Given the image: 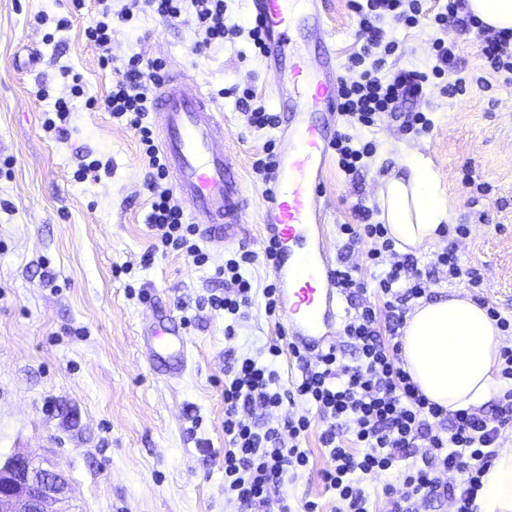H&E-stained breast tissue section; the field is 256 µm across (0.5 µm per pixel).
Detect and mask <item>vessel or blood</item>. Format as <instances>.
I'll list each match as a JSON object with an SVG mask.
<instances>
[{"label":"vessel or blood","instance_id":"1","mask_svg":"<svg viewBox=\"0 0 512 512\" xmlns=\"http://www.w3.org/2000/svg\"><path fill=\"white\" fill-rule=\"evenodd\" d=\"M266 35L267 60L278 86L288 97V145L277 156L271 190L264 198L263 224L278 244L273 276L290 343L304 352L335 344L339 293L327 245L324 177L336 138L338 110L336 53L318 0H251ZM306 10L309 53L294 37L297 13ZM153 118L166 171L177 195L188 206L193 224L217 245L242 233L246 206L236 155L225 151L219 130L224 115L203 91L188 89L178 67L161 78ZM150 363L181 375L191 359L187 338L174 325L145 329Z\"/></svg>","mask_w":512,"mask_h":512}]
</instances>
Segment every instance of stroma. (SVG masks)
Instances as JSON below:
<instances>
[{
  "label": "stroma",
  "instance_id": "35a3bbf8",
  "mask_svg": "<svg viewBox=\"0 0 512 512\" xmlns=\"http://www.w3.org/2000/svg\"><path fill=\"white\" fill-rule=\"evenodd\" d=\"M437 7L428 0L427 16L413 28L382 25L385 39L399 44L387 69L430 71L439 36L455 44V59L425 98L375 127L352 129L377 151L352 176L330 163L328 244L342 253L339 227L355 223L356 207H369L380 221L382 178L405 173V158L423 154L443 180L451 225L469 227L456 240L461 265L483 277L479 288L440 279L430 300L461 295L512 318V83L486 66L476 31L442 34L432 26ZM98 8L97 0L78 10L72 0H0V459L24 451L66 472L74 512H277L282 502L299 512L307 500L319 512H336L316 415L301 443L309 466L273 493L272 504L243 507L224 496L225 375L236 359L287 333L281 316L265 310L262 290L274 277L260 259L269 233L261 222L265 186L253 171L280 131L248 127L237 96L226 93L252 89L279 112L265 58L245 34L198 49L192 13L168 21L140 11L113 21L115 62L105 68L101 50L84 36ZM320 10L336 60L344 62L359 47L349 0H323ZM60 18L69 22L62 31L54 25ZM135 54L177 65L192 87L213 97L224 114V143L241 158L245 230L224 248H207L202 266L184 250L154 249L145 223L152 200L145 147L96 106L119 79L120 61ZM66 69L81 77L80 94H70ZM457 78L465 91L448 95L445 81ZM61 96L71 110L64 140L42 127ZM411 112L425 113L432 132H409ZM96 158L111 161V174L77 180ZM468 174L489 184V194L475 195L463 181ZM236 251L256 257L244 269L255 294L229 339L223 312L201 301L223 292L215 270ZM152 317L177 324L190 342L192 360L179 377L153 368L143 354L140 326Z\"/></svg>",
  "mask_w": 512,
  "mask_h": 512
}]
</instances>
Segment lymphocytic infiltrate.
Returning a JSON list of instances; mask_svg holds the SVG:
<instances>
[{"mask_svg":"<svg viewBox=\"0 0 512 512\" xmlns=\"http://www.w3.org/2000/svg\"><path fill=\"white\" fill-rule=\"evenodd\" d=\"M160 17L179 18L184 5L194 9L203 45L224 41L237 29L224 22V0H142ZM461 0H445L434 16L440 30L466 22L481 38V54L496 73L512 75V30H496L475 18L460 19ZM358 18L361 46L344 65L348 78L339 89L341 115L347 122L370 127L400 105L420 99L431 78L444 76L452 47L435 39L436 63L431 71L398 69L387 71L386 60L398 45L387 41L378 26L391 17L406 27H415L422 13V0H350ZM164 64L141 55L129 57L102 107L113 119L137 130L145 145L149 165L156 172L150 183L154 195L147 222L156 230L163 247L186 250L198 264L208 256L198 244L189 242V227L182 206L170 189L161 187L166 176L162 158L143 119L152 105L150 88ZM360 223L341 225L348 245L370 241L367 258L380 272L375 286L383 305L358 303L363 284L357 268L348 260L337 267V287L355 300L343 335L358 353L355 364L342 361L336 348L315 357L297 353L307 368L295 393L282 392L275 368L281 355L279 344H270L266 360L239 359L224 383V494L252 505H267L272 491L290 475L306 468L309 456L300 443L311 419L298 412L297 400L315 408L325 421L319 440L333 463L324 474L335 490L338 512H370V500L359 475L397 472L398 480L386 483L383 494L389 512H418V499H446L456 512H475L474 497L481 479L497 456L495 448L502 426L512 422V388L499 396L489 409L450 411L430 402L404 367L401 335L406 325L409 301L429 295L431 270L447 272L449 280L466 279L478 288L483 280L477 271H463L455 246L435 254L429 266H421L410 254H399L386 225L372 223L369 209H360ZM254 256L245 251L228 258L217 273L224 291L211 294L208 306L240 318L252 303L250 280L244 265Z\"/></svg>","mask_w":512,"mask_h":512,"instance_id":"f902f5d3","label":"lymphocytic infiltrate"}]
</instances>
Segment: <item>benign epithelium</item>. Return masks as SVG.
Listing matches in <instances>:
<instances>
[{
    "mask_svg": "<svg viewBox=\"0 0 512 512\" xmlns=\"http://www.w3.org/2000/svg\"><path fill=\"white\" fill-rule=\"evenodd\" d=\"M71 485L62 470L17 452L0 461V512H71Z\"/></svg>",
    "mask_w": 512,
    "mask_h": 512,
    "instance_id": "obj_1",
    "label": "benign epithelium"
}]
</instances>
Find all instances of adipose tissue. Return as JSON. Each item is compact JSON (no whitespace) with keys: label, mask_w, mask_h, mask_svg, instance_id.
<instances>
[{"label":"adipose tissue","mask_w":512,"mask_h":512,"mask_svg":"<svg viewBox=\"0 0 512 512\" xmlns=\"http://www.w3.org/2000/svg\"><path fill=\"white\" fill-rule=\"evenodd\" d=\"M407 176L388 177L380 192L383 218L402 248L417 249L448 223V199L431 160L406 163ZM503 337L484 307L468 298L421 303L402 338L406 369L431 401L454 411L485 403L498 392ZM478 512H512V448L484 474L475 496Z\"/></svg>","instance_id":"obj_1"}]
</instances>
